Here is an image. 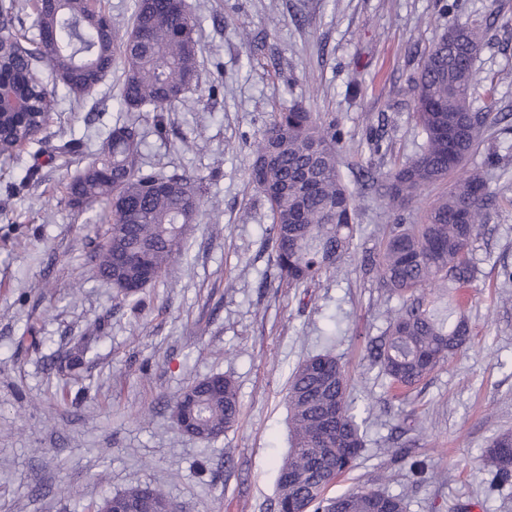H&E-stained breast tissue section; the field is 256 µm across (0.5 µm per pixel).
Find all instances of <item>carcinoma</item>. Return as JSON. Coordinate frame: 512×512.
<instances>
[{"label":"carcinoma","instance_id":"carcinoma-1","mask_svg":"<svg viewBox=\"0 0 512 512\" xmlns=\"http://www.w3.org/2000/svg\"><path fill=\"white\" fill-rule=\"evenodd\" d=\"M30 2L39 31L35 40L15 33L19 0H0V33L11 38L0 54V80L29 102L12 131L0 137V157H14L42 132L55 111L58 87L81 102L121 55L125 118L106 137L109 150L87 156L68 177L66 190L72 209H90L94 223L106 225L91 253L96 275L112 282L136 309L139 294L183 258V225L197 223L204 207L193 177L144 170L140 128V113L152 112L155 128L163 132L164 113L201 93L197 20L184 0H134L131 26L119 39L112 18L92 0ZM482 43L479 28L456 20L425 52L411 80L424 143L413 156L394 162L379 184L396 217L362 266L400 306L369 357L400 389L421 384L470 341L467 320L448 319V299L454 288L477 279L472 244L493 202L484 174L465 169L489 128L502 121L491 112L495 85L475 69ZM481 85L487 105L476 109L474 94ZM342 140L336 117L295 103L272 114L254 146L249 181L268 204L269 241L282 283L312 284L351 253L355 195L337 170ZM445 181L448 191L422 210L420 223H404L402 212ZM189 388L191 394L182 392L173 403L180 431L211 441L237 424L240 401L231 378L205 376ZM349 390L347 370L329 352L293 369L287 393L290 448L278 461L276 512H406L403 497L381 491L327 496L365 448ZM482 462L490 488L511 481L512 433L497 434ZM116 498L138 512H169L174 505L149 486Z\"/></svg>","mask_w":512,"mask_h":512}]
</instances>
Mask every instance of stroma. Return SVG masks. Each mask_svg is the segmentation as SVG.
I'll use <instances>...</instances> for the list:
<instances>
[{"mask_svg": "<svg viewBox=\"0 0 512 512\" xmlns=\"http://www.w3.org/2000/svg\"><path fill=\"white\" fill-rule=\"evenodd\" d=\"M185 2L200 21L204 97L166 113L165 134L143 121V154L157 173L196 176L206 213L142 311L95 276L94 213L66 203L73 160L45 154L70 138L98 147L121 117V65L79 107L61 100L38 140L0 161V512H86L135 486L164 489L179 512H276L288 377L328 348L349 371L367 439L331 495L364 487L404 495L407 512H512V484L488 492L479 465L488 440L512 430V131L494 127L467 163L494 193L472 247L479 278L452 297L467 349L406 395L367 355L398 302L361 270L394 219L363 173L423 143L408 79L448 27L444 0ZM460 19L486 28L475 68L497 82L495 111L512 113V0H465ZM295 103L336 115L339 168L356 196L351 254L309 288L280 283L268 205L247 180L272 112ZM373 136L386 154L372 152ZM83 336L81 367L49 370ZM212 374L234 380L241 414L205 442L181 432L169 406ZM409 416L416 428L403 439L420 474L385 453Z\"/></svg>", "mask_w": 512, "mask_h": 512, "instance_id": "35a3bbf8", "label": "stroma"}]
</instances>
